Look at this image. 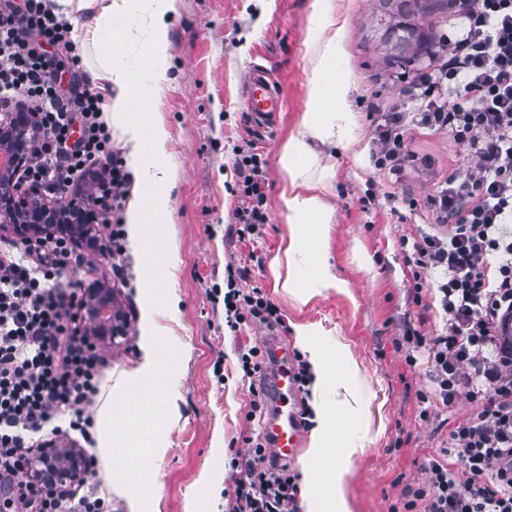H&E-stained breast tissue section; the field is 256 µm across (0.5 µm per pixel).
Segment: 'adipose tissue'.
<instances>
[{
	"mask_svg": "<svg viewBox=\"0 0 512 512\" xmlns=\"http://www.w3.org/2000/svg\"><path fill=\"white\" fill-rule=\"evenodd\" d=\"M151 35L145 47L147 63L132 70L114 56L123 38L112 25L114 13L125 12L124 0L107 4L88 23L91 45H108L110 54L100 58L93 78L103 93L111 119L121 126L129 148L131 168L140 188L169 183L164 165L169 133L152 111L169 58L168 23L173 0H148ZM345 23L336 15L334 0H313L308 18L306 44L309 99L297 132L283 146L279 163L284 184L278 210L288 233L285 246L270 263L276 287L289 299L307 304L336 292L349 294L348 282L333 270L328 244L334 219L327 191L335 176L332 165L322 162L315 147L354 139L358 123L351 106L353 79L342 67L345 54ZM139 118H132V110ZM170 195L151 197L149 205L135 204L128 215V235L135 248L153 249L146 220L167 223ZM170 266L146 261L143 331L139 357L133 368L116 381L100 386L92 430L94 451L101 463V477L109 490L124 502L125 512H154L159 490L154 464L169 448L166 432L178 416L176 365L179 323L178 300L161 295L156 282L171 276ZM297 335L308 353L316 379L313 446L303 468L308 499L307 512H351L343 485L347 461L376 438L366 419V405L359 397L363 377L345 344L321 345L322 333L313 325H300ZM349 432L337 437L338 424Z\"/></svg>",
	"mask_w": 512,
	"mask_h": 512,
	"instance_id": "obj_1",
	"label": "adipose tissue"
}]
</instances>
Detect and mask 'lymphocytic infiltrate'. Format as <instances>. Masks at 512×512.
I'll use <instances>...</instances> for the list:
<instances>
[{
	"label": "lymphocytic infiltrate",
	"instance_id": "obj_1",
	"mask_svg": "<svg viewBox=\"0 0 512 512\" xmlns=\"http://www.w3.org/2000/svg\"><path fill=\"white\" fill-rule=\"evenodd\" d=\"M444 38L445 57L410 82L412 112L386 113L377 126L375 166L400 173L413 152L410 131L448 132L475 162L449 175L428 202L446 236L420 233L413 264L443 280L437 303L443 333L425 337L405 327L402 339L424 349L435 393L445 406L459 398L481 409L460 422L448 444L428 455L426 477L407 488L404 512H512V0H474L455 11ZM54 48L58 64L46 53ZM72 24L53 0H0V110L35 115L41 133L21 179L45 187L91 180L94 205L108 214L105 250L112 271L129 265L124 212L130 175L91 90L63 87L60 69L74 70ZM258 155L236 161L243 199L235 211L238 235L265 221ZM81 258L64 233L24 243H0V512H112L98 484L80 496L51 497L18 481L36 434L70 438L90 423L102 357L80 320L82 299L65 274ZM244 269L229 271L226 313L248 306L260 323H279L277 309L238 286ZM231 512H299L295 476L287 462L257 444L235 479Z\"/></svg>",
	"mask_w": 512,
	"mask_h": 512
}]
</instances>
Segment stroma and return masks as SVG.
Segmentation results:
<instances>
[{"instance_id":"35a3bbf8","label":"stroma","mask_w":512,"mask_h":512,"mask_svg":"<svg viewBox=\"0 0 512 512\" xmlns=\"http://www.w3.org/2000/svg\"><path fill=\"white\" fill-rule=\"evenodd\" d=\"M312 0H174L168 15L170 58L166 81L153 110L169 133L166 166L171 175L169 223L157 225L153 259L174 262L176 276L161 282L163 292L179 299L180 417L168 434L170 447L157 464L159 512H230L235 501L237 464L263 442L262 423L250 418L253 396L239 355L274 340L289 352H302L298 325H319L325 340L348 344L364 378L362 395L372 417L383 418L384 433L354 455L345 491L353 512H391L407 487L424 477L429 454L445 446L451 431L476 406L459 399L443 407L422 352L402 344L405 326L422 335L442 331L435 301L438 271L413 279L407 241L420 232H436L426 199L448 175L465 171L471 161L447 134L411 133L410 147L420 159L406 163L401 175L375 166L371 157L377 120L391 107L414 110L401 72H422L448 31V11L427 19V48L402 64H388L368 38L375 0H335L346 21L343 63L355 77L351 101L359 134L347 145H323L319 153L335 164L327 195L334 210L329 250L334 271L350 285L351 296L331 294L298 307L269 274V262L281 249L286 226L277 211L283 182L279 153L295 133L308 97V47L305 33ZM261 67L281 95L279 112L261 122L246 104L245 76ZM259 154L266 222L254 235L238 238L235 209L240 202L236 161ZM176 253H168L167 239ZM361 249L373 262L372 273L352 260ZM86 267L68 273L82 291L87 269L112 288L130 320L127 337L102 346L105 374L131 369L139 356L144 260L129 248L128 284L112 274L111 260L99 247L80 245ZM242 267V288L257 289L280 312L281 326L270 330L243 314L236 327L224 318L221 297L226 267ZM222 480L221 491L200 486L203 471Z\"/></svg>"}]
</instances>
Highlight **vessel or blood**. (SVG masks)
Instances as JSON below:
<instances>
[{
  "label": "vessel or blood",
  "instance_id": "1",
  "mask_svg": "<svg viewBox=\"0 0 512 512\" xmlns=\"http://www.w3.org/2000/svg\"><path fill=\"white\" fill-rule=\"evenodd\" d=\"M247 105L252 112L271 117L280 107V94L260 69L247 75ZM274 360L275 395L266 421L262 427L269 445L279 458L296 459L302 446L303 435L295 408L296 387L290 374V356L287 344L276 341L270 346Z\"/></svg>",
  "mask_w": 512,
  "mask_h": 512
}]
</instances>
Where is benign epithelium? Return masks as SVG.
<instances>
[{
	"label": "benign epithelium",
	"mask_w": 512,
	"mask_h": 512,
	"mask_svg": "<svg viewBox=\"0 0 512 512\" xmlns=\"http://www.w3.org/2000/svg\"><path fill=\"white\" fill-rule=\"evenodd\" d=\"M34 118L27 112L0 114V147L8 154L7 168L0 167V232L6 231L24 241L34 234L69 232L79 240L95 232L96 218L83 211V200L71 197L65 203L48 201L39 187L12 176L32 158L30 132ZM65 213L74 217L70 224L58 223ZM86 331L96 341L109 343L127 332V315L112 290L92 280L84 287ZM91 468V455L73 447L67 440L49 437L27 455L24 467L28 480L38 483L42 492L54 494L80 480Z\"/></svg>",
	"instance_id": "obj_1"
}]
</instances>
